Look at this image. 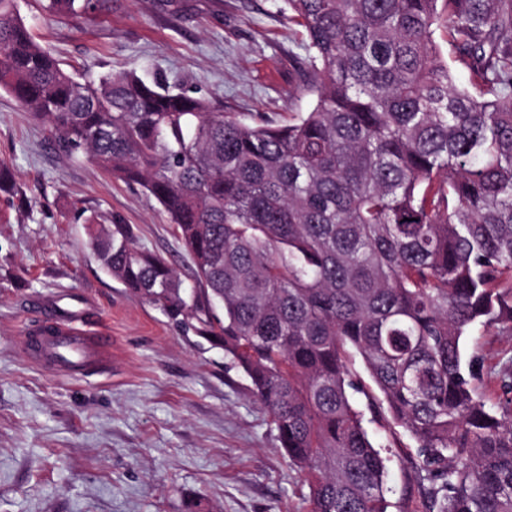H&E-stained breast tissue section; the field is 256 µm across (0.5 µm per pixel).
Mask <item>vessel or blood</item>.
Returning a JSON list of instances; mask_svg holds the SVG:
<instances>
[{
  "mask_svg": "<svg viewBox=\"0 0 512 512\" xmlns=\"http://www.w3.org/2000/svg\"><path fill=\"white\" fill-rule=\"evenodd\" d=\"M21 346L34 362L77 378L105 367L112 353V337L107 331L90 329L82 312L59 305L47 310L43 320L22 336Z\"/></svg>",
  "mask_w": 512,
  "mask_h": 512,
  "instance_id": "1",
  "label": "vessel or blood"
}]
</instances>
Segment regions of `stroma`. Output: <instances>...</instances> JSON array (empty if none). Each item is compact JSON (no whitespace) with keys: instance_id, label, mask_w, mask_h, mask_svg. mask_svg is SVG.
<instances>
[{"instance_id":"stroma-1","label":"stroma","mask_w":512,"mask_h":512,"mask_svg":"<svg viewBox=\"0 0 512 512\" xmlns=\"http://www.w3.org/2000/svg\"><path fill=\"white\" fill-rule=\"evenodd\" d=\"M21 14L66 69L138 65L147 79L191 88L248 120L287 123L306 111L308 53L273 0H108L84 19ZM0 512H308V487L222 346L177 325L100 267L82 215L119 217L139 247L192 285L193 269L160 205L84 155L0 90ZM87 304L115 337L106 371L71 380L18 346L47 302ZM473 386L496 398L512 335L463 338ZM365 427L387 467L388 512H430L418 444L392 421Z\"/></svg>"}]
</instances>
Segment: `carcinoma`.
Instances as JSON below:
<instances>
[{
    "label": "carcinoma",
    "instance_id": "1",
    "mask_svg": "<svg viewBox=\"0 0 512 512\" xmlns=\"http://www.w3.org/2000/svg\"><path fill=\"white\" fill-rule=\"evenodd\" d=\"M38 2L70 18L105 6ZM277 2L303 30L313 96L286 124L134 68L79 77L33 40L20 0H0V89L168 214L193 288L128 224L86 216L87 245L224 346L310 512H387L355 392L418 442L436 512H512V409L475 390L461 349L476 326L512 335V0Z\"/></svg>",
    "mask_w": 512,
    "mask_h": 512
}]
</instances>
